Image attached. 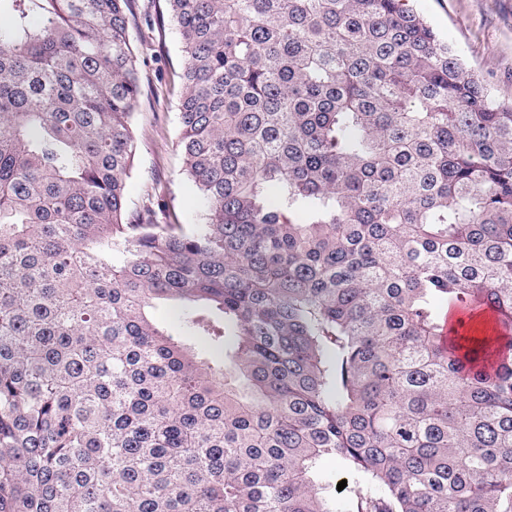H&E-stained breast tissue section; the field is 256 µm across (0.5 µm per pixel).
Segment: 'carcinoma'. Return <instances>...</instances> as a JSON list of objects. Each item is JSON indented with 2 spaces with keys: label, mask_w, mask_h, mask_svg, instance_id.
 Here are the masks:
<instances>
[{
  "label": "carcinoma",
  "mask_w": 512,
  "mask_h": 512,
  "mask_svg": "<svg viewBox=\"0 0 512 512\" xmlns=\"http://www.w3.org/2000/svg\"><path fill=\"white\" fill-rule=\"evenodd\" d=\"M409 2L166 0L183 224L132 0H0V512H512V101ZM132 42L140 59L142 97L134 132L138 150L128 179L130 206L141 204L152 178L168 190L169 206L181 221L197 222L199 199L194 183L183 171L178 146L177 105L182 86L177 77L184 54L163 0H135Z\"/></svg>",
  "instance_id": "cac0c4a2"
}]
</instances>
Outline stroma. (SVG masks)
<instances>
[{"label": "stroma", "instance_id": "obj_1", "mask_svg": "<svg viewBox=\"0 0 512 512\" xmlns=\"http://www.w3.org/2000/svg\"><path fill=\"white\" fill-rule=\"evenodd\" d=\"M417 10L477 74L491 96L512 100V0H416ZM132 42L140 59L142 97L134 132L138 150L128 180L130 205L161 179L181 221L196 223L199 199L183 171L177 105L182 45L164 0H134Z\"/></svg>", "mask_w": 512, "mask_h": 512}]
</instances>
